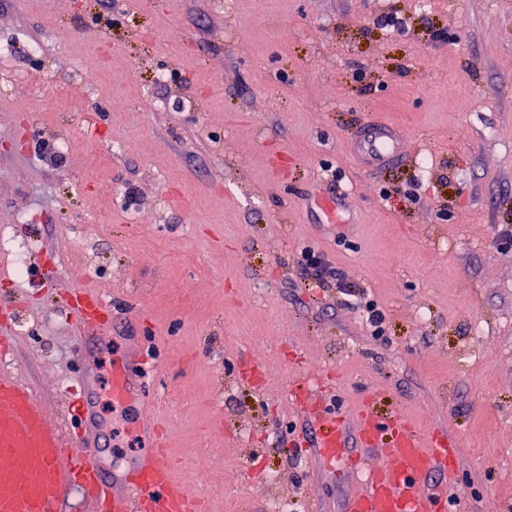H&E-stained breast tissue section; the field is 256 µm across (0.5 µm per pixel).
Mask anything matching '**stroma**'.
I'll return each mask as SVG.
<instances>
[{"mask_svg":"<svg viewBox=\"0 0 512 512\" xmlns=\"http://www.w3.org/2000/svg\"><path fill=\"white\" fill-rule=\"evenodd\" d=\"M389 13L404 34L377 26ZM374 117L403 128L409 162L355 164ZM412 178L413 203L397 193ZM504 224L512 0H0V229L39 271L0 250V313L53 425L59 387L93 403L108 476L145 450L141 405L112 398L138 349L202 512H343L359 484L309 454L291 397L321 375V406L400 414L462 447L429 480L457 497L448 512H512ZM306 247L378 302L386 341L338 288L308 287ZM90 282L113 324L81 346L65 291Z\"/></svg>","mask_w":512,"mask_h":512,"instance_id":"1","label":"stroma"}]
</instances>
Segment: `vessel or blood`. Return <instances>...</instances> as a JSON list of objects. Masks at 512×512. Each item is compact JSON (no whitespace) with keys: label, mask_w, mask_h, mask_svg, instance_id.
<instances>
[{"label":"vessel or blood","mask_w":512,"mask_h":512,"mask_svg":"<svg viewBox=\"0 0 512 512\" xmlns=\"http://www.w3.org/2000/svg\"><path fill=\"white\" fill-rule=\"evenodd\" d=\"M365 166L380 170L406 162L403 135L384 120L367 122L351 142ZM74 324L78 339L102 334L109 327L110 305L100 289L74 291ZM9 341L0 342V512H58L74 490L90 505L89 512H199V496L176 483L165 454L157 449L159 419L144 408L139 429L151 443L121 484L103 472L95 452L92 414L80 406L71 431L47 423L44 406L10 367ZM144 359L112 375V394L121 400H143L139 368ZM313 456L324 466L346 465L360 484L345 501L344 512H445V500L429 489L434 472L452 473L459 451L439 431L413 429L398 417L386 420L366 411L347 418L326 410L314 416ZM356 430L370 453L383 464H369L351 454L347 433Z\"/></svg>","instance_id":"b4317fda"}]
</instances>
